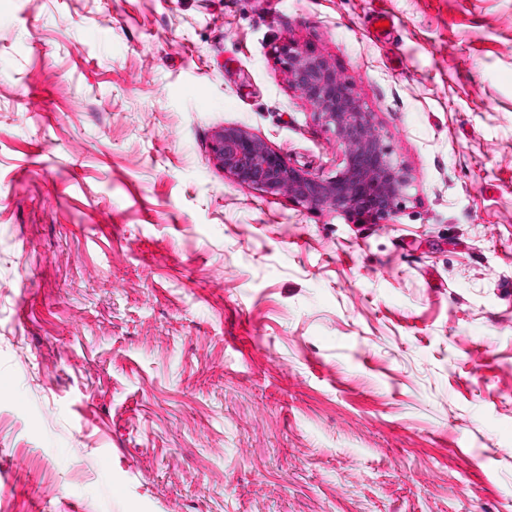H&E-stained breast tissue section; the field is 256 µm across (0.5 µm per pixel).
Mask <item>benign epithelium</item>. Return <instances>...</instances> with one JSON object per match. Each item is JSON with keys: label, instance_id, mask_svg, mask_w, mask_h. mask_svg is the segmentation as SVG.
<instances>
[{"label": "benign epithelium", "instance_id": "benign-epithelium-1", "mask_svg": "<svg viewBox=\"0 0 512 512\" xmlns=\"http://www.w3.org/2000/svg\"><path fill=\"white\" fill-rule=\"evenodd\" d=\"M277 57L288 82L311 104L317 120L334 130L343 147V168L332 178L316 177L236 127L216 134L215 159L236 181L265 194L286 192L301 206H324L373 221L391 219L408 198L409 174L375 131L372 113L352 84L342 80L326 59L295 42L280 45Z\"/></svg>", "mask_w": 512, "mask_h": 512}]
</instances>
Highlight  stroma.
Instances as JSON below:
<instances>
[{"label": "stroma", "mask_w": 512, "mask_h": 512, "mask_svg": "<svg viewBox=\"0 0 512 512\" xmlns=\"http://www.w3.org/2000/svg\"><path fill=\"white\" fill-rule=\"evenodd\" d=\"M285 40L390 222L214 158L342 168ZM0 512H512V0H0ZM276 52L290 85L311 104L317 120L333 128L343 147V168L335 177H316L236 127L216 134L215 159L236 181L265 194L288 192L301 206H324L373 221L390 220L408 198L410 179L375 131L372 113L326 59L291 41Z\"/></svg>", "instance_id": "stroma-1"}]
</instances>
